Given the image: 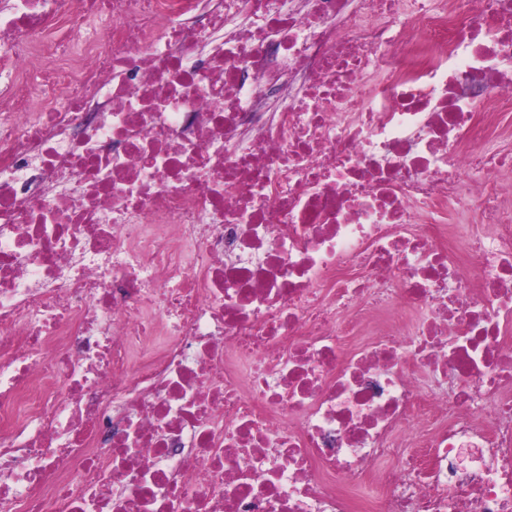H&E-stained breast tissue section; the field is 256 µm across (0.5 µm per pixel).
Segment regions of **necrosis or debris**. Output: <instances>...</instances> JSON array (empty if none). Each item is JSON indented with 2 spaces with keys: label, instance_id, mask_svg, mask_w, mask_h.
<instances>
[{
  "label": "necrosis or debris",
  "instance_id": "4bbe7bcc",
  "mask_svg": "<svg viewBox=\"0 0 512 512\" xmlns=\"http://www.w3.org/2000/svg\"><path fill=\"white\" fill-rule=\"evenodd\" d=\"M1 68L0 512H512V0H0Z\"/></svg>",
  "mask_w": 512,
  "mask_h": 512
}]
</instances>
